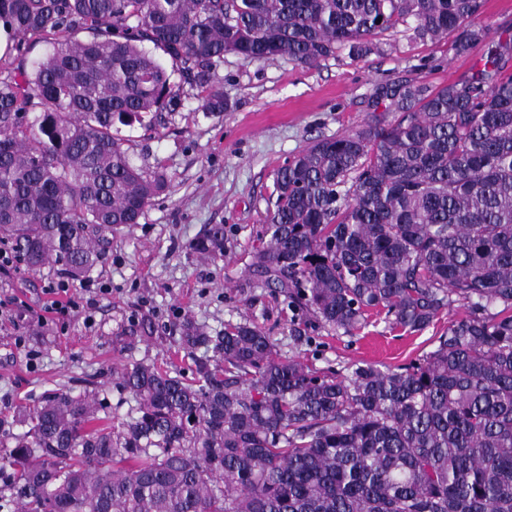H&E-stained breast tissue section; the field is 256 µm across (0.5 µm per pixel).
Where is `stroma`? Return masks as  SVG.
Returning a JSON list of instances; mask_svg holds the SVG:
<instances>
[{
    "instance_id": "stroma-1",
    "label": "stroma",
    "mask_w": 512,
    "mask_h": 512,
    "mask_svg": "<svg viewBox=\"0 0 512 512\" xmlns=\"http://www.w3.org/2000/svg\"><path fill=\"white\" fill-rule=\"evenodd\" d=\"M482 52L455 57L447 41L421 42L398 27L382 36L379 52L357 61L344 51L313 67L228 54L217 70L223 115L205 112L189 88L177 111L155 124L119 126L131 163L164 171L169 187L137 224L113 233L87 275L105 292L85 312L40 324L59 267L0 270V445L22 431L17 410L51 391L95 393L113 426L126 423L137 404L113 381V366L163 361L191 376L194 360L176 332L187 314L214 335L228 324L258 325L281 354L320 371L341 373L361 361L396 367L432 350L458 310L420 332L393 331L377 319L356 335L337 334L259 284L253 257L276 197L275 172L288 158L316 138L366 128L376 84L404 75L433 86L460 81ZM212 224L224 227V254L204 258L190 245ZM144 315L155 325L152 339L128 346L123 328Z\"/></svg>"
}]
</instances>
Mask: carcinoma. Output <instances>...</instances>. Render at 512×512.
Returning <instances> with one entry per match:
<instances>
[{"instance_id":"obj_1","label":"carcinoma","mask_w":512,"mask_h":512,"mask_svg":"<svg viewBox=\"0 0 512 512\" xmlns=\"http://www.w3.org/2000/svg\"><path fill=\"white\" fill-rule=\"evenodd\" d=\"M483 0H0V232L33 271L72 279L168 188L129 161L115 124L154 120L199 90L224 111V55L303 66L359 60L398 25L486 52L466 79L376 85L384 113L314 141L276 172L254 273L295 310L353 335L371 316L419 332L454 307L435 348L345 374L279 353L256 325L212 336L179 322L189 383L156 362L113 370L137 403L115 428L95 396L18 410L0 451L11 512H512V31ZM48 52L26 72L30 44ZM178 75L180 82L173 81ZM194 253L224 255V225ZM143 318L125 330L147 342Z\"/></svg>"}]
</instances>
